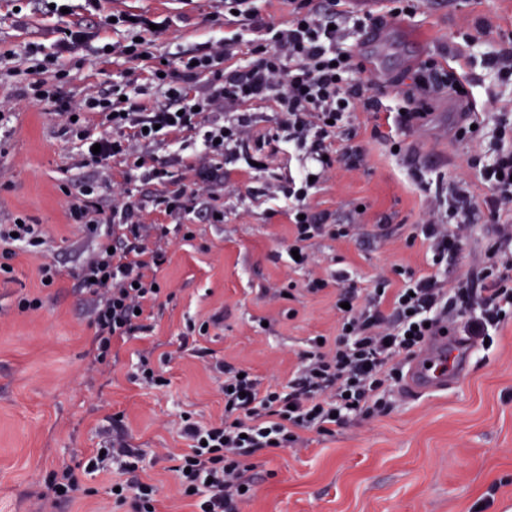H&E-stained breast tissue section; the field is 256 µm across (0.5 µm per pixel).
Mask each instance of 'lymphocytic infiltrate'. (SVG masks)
<instances>
[{
    "label": "lymphocytic infiltrate",
    "mask_w": 512,
    "mask_h": 512,
    "mask_svg": "<svg viewBox=\"0 0 512 512\" xmlns=\"http://www.w3.org/2000/svg\"><path fill=\"white\" fill-rule=\"evenodd\" d=\"M86 2L90 14L99 10L100 0ZM291 2L288 22L265 24V40L254 48L252 60L229 72L224 63L233 57L237 41L213 38L160 63L154 59L152 41L144 37L149 18L116 13V24L127 35L111 46L97 47L98 59L146 61L147 74L123 86L93 87L78 98L66 90L72 77L62 60L91 39L90 14L59 29L52 52L29 45L23 69L28 79L20 97L49 107L59 136L77 144L79 166L101 174L64 191L70 223L99 241L79 277L80 286L93 297L90 318L98 362L106 361L115 344L144 330L145 314L161 296L156 286L166 261L167 231L164 225L144 223V211L150 208L168 217L191 214L215 223L217 202L224 195V155L248 122L238 113L243 103L273 102L281 127L288 131L289 147L305 151L312 168L322 170L332 165L328 154L345 114L377 108L371 83L361 78L362 66L339 28L347 16L341 0ZM446 85L444 74L423 67L406 93L408 106L397 115V125L406 128L424 121L428 112L420 93ZM187 133L194 135L203 161L194 185L138 197L113 182L116 159L146 180H165L169 167L185 165L186 158L175 152L159 166L154 152ZM96 144L101 147L97 154L92 151ZM479 176L493 191V211L512 212V148L500 149L480 167ZM309 177V170L299 172L283 191L291 204L292 247L304 263L311 240L343 238L350 232L349 226L321 223L312 213ZM105 195L112 199L107 216L99 207ZM46 234L40 224H0V275L19 249L39 253ZM421 234L438 270L459 266L464 245L460 229L431 221L422 225ZM511 247L512 227L502 228L494 250L502 258L500 270H475L452 284L437 273L411 275L396 292L380 281L363 296L348 286V274L340 269L310 280L309 293L335 288L346 305L336 336L311 340L284 385L264 387L252 372L220 365L223 418L203 424L191 414L182 416L180 435L186 448L174 468L182 497L193 500L196 512H239L246 490L254 486L258 452L294 448L305 434L332 435L351 417L385 412L389 394L403 378L404 361L433 337L448 335L451 327L462 326L474 340L488 339L491 330L512 316ZM144 464L142 450L119 435L91 457L87 469L114 474L116 506L150 512L158 505V489L141 479Z\"/></svg>",
    "instance_id": "1"
}]
</instances>
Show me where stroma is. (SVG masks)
Here are the masks:
<instances>
[{
  "instance_id": "35a3bbf8",
  "label": "stroma",
  "mask_w": 512,
  "mask_h": 512,
  "mask_svg": "<svg viewBox=\"0 0 512 512\" xmlns=\"http://www.w3.org/2000/svg\"><path fill=\"white\" fill-rule=\"evenodd\" d=\"M374 21L379 42L362 45L359 31L345 33L373 81L380 111L347 113L336 140L339 152L309 197L326 223L348 224L344 239L309 243L312 264L296 268L286 251L291 231L281 188L306 166L304 153L275 149L277 114L267 101L243 110L253 133L224 157V221L194 224L183 239L178 221L165 219L167 260L159 277L174 293L111 358L93 357L91 296L79 288L82 265L96 250L67 219L61 188L93 178L77 164V147L62 141L46 109L17 100L15 67L28 43L51 47L64 18L48 14L42 0H0V99L11 100V136L0 146V224L26 215L47 225L44 257L18 251L10 278L0 279V512H43L45 482L61 463H85L108 446L112 418L122 415L127 435L147 454L141 477L159 488L161 512H192L172 471L181 413L204 421L224 414V395L209 365L225 361L251 368L262 384L286 383L315 336H336L335 293L312 295L310 279L347 270L369 291L378 276L401 285L406 273L431 269L418 225L435 199L455 193L470 201V237L464 269L491 264L498 221L491 189L469 162L479 143L490 162L499 112L512 111V76L488 58L512 50V0H418L410 18H391L394 0ZM217 0H105V12L125 11L164 20L154 37L160 56L189 49L214 36L210 16ZM446 70L449 81L471 86L478 111L464 113L450 93L429 97L430 114L402 130L387 117L404 106L399 81L420 63ZM74 95L89 84L124 80L130 64L102 63L89 50L66 58ZM476 139L457 135L464 121ZM61 271L42 286L41 260ZM291 289L289 299L276 289ZM39 298L23 311L21 298ZM217 319L208 336L188 332V321ZM205 347L200 358L195 348ZM152 353L169 384L150 389L135 379L141 354ZM252 496L239 512H512V318L488 348H475L457 386L417 398L395 392L382 414L358 417L333 436L309 435L304 447L257 455Z\"/></svg>"
}]
</instances>
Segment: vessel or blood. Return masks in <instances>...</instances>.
I'll return each instance as SVG.
<instances>
[{
	"instance_id": "vessel-or-blood-1",
	"label": "vessel or blood",
	"mask_w": 512,
	"mask_h": 512,
	"mask_svg": "<svg viewBox=\"0 0 512 512\" xmlns=\"http://www.w3.org/2000/svg\"><path fill=\"white\" fill-rule=\"evenodd\" d=\"M470 348L456 344L454 349L446 345L429 346L410 366L403 385L406 396L415 397L426 392L444 391L467 370L466 361Z\"/></svg>"
}]
</instances>
